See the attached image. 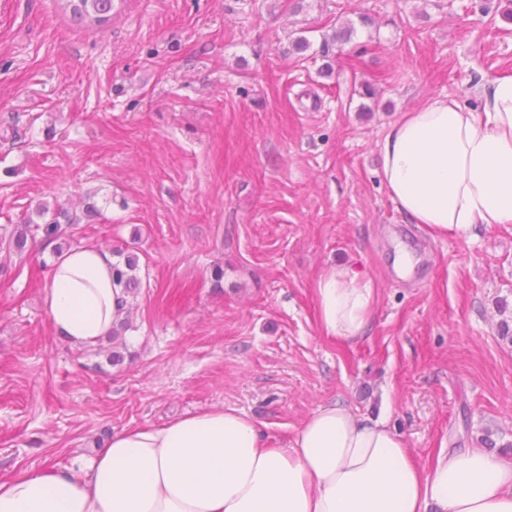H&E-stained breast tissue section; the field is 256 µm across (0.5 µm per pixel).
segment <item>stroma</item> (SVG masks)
Here are the masks:
<instances>
[{"mask_svg": "<svg viewBox=\"0 0 512 512\" xmlns=\"http://www.w3.org/2000/svg\"><path fill=\"white\" fill-rule=\"evenodd\" d=\"M500 74L512 0H127L100 27L58 0L0 8V237L59 205L72 245L135 249L142 279L114 365L55 334L52 247L0 248V476L215 408L279 448L328 402L387 414L423 465L512 457V227L431 237L380 150L402 113L478 107ZM336 265L378 292L353 345L317 322Z\"/></svg>", "mask_w": 512, "mask_h": 512, "instance_id": "35a3bbf8", "label": "stroma"}]
</instances>
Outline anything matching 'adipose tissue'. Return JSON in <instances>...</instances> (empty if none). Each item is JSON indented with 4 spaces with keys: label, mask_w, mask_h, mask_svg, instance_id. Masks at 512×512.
<instances>
[{
    "label": "adipose tissue",
    "mask_w": 512,
    "mask_h": 512,
    "mask_svg": "<svg viewBox=\"0 0 512 512\" xmlns=\"http://www.w3.org/2000/svg\"><path fill=\"white\" fill-rule=\"evenodd\" d=\"M480 106L436 97L384 133L383 181L411 223L435 237L512 226V76H481ZM110 251L78 246L51 264L43 298L57 336H107L128 298ZM324 335L353 344L370 324L372 281L346 266L315 286ZM0 512H512V460L440 448L420 465L386 418L321 405L289 445L258 422L213 409L123 429L81 467L0 476Z\"/></svg>",
    "instance_id": "1"
}]
</instances>
